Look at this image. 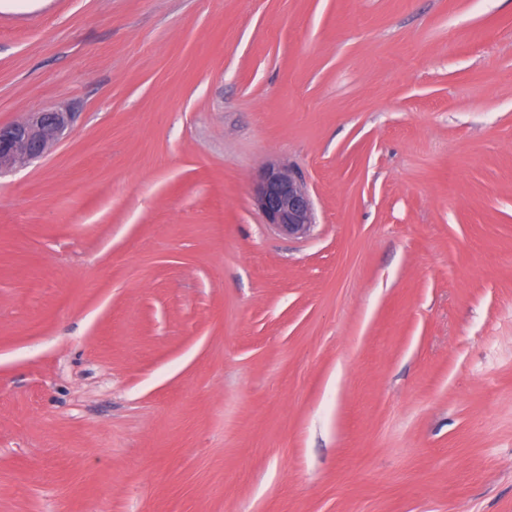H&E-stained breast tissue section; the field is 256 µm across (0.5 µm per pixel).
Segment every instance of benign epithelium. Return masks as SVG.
<instances>
[{
	"mask_svg": "<svg viewBox=\"0 0 512 512\" xmlns=\"http://www.w3.org/2000/svg\"><path fill=\"white\" fill-rule=\"evenodd\" d=\"M74 118V113L66 110L45 109L1 125L0 175L46 156L71 128ZM252 199L265 223L283 234L302 237L314 224V206L306 184L283 166L269 163L259 171Z\"/></svg>",
	"mask_w": 512,
	"mask_h": 512,
	"instance_id": "obj_1",
	"label": "benign epithelium"
}]
</instances>
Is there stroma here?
Wrapping results in <instances>:
<instances>
[{
    "instance_id": "1",
    "label": "stroma",
    "mask_w": 512,
    "mask_h": 512,
    "mask_svg": "<svg viewBox=\"0 0 512 512\" xmlns=\"http://www.w3.org/2000/svg\"><path fill=\"white\" fill-rule=\"evenodd\" d=\"M56 107L0 175V512H512V0H7L0 125ZM74 112L45 109L0 126V175L17 165L46 156L74 122ZM252 199L265 223L283 234L302 237L314 224L309 190L289 168L275 163L264 166L254 180Z\"/></svg>"
}]
</instances>
